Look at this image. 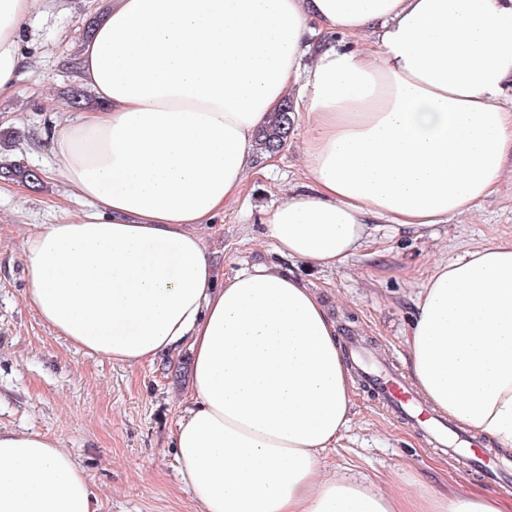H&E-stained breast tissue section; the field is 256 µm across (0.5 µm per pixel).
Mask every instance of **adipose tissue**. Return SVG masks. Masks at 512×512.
Segmentation results:
<instances>
[{
    "mask_svg": "<svg viewBox=\"0 0 512 512\" xmlns=\"http://www.w3.org/2000/svg\"><path fill=\"white\" fill-rule=\"evenodd\" d=\"M0 0V98L22 22ZM97 107L53 137L89 211L24 240L26 305L71 345L136 365L188 347L173 430L202 512H512L479 491L404 496L338 473L354 379L335 320L292 272L217 282L199 234L254 175V137L289 97L308 119L306 185L272 208L281 256L337 269L493 195L512 154V0H112L84 42ZM417 391L512 452V240L428 275L405 335ZM0 512H97L80 465L0 429Z\"/></svg>",
    "mask_w": 512,
    "mask_h": 512,
    "instance_id": "ef3b65f1",
    "label": "adipose tissue"
}]
</instances>
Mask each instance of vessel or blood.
<instances>
[{"instance_id":"vessel-or-blood-1","label":"vessel or blood","mask_w":512,"mask_h":512,"mask_svg":"<svg viewBox=\"0 0 512 512\" xmlns=\"http://www.w3.org/2000/svg\"><path fill=\"white\" fill-rule=\"evenodd\" d=\"M351 358L361 365L364 379L376 399L397 418L410 423L434 447L445 449L453 456H465L473 467L490 478L512 473V461L491 455L476 438L459 434L446 417L427 408L397 370L377 364L357 349L352 351Z\"/></svg>"}]
</instances>
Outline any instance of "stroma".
<instances>
[{
	"label": "stroma",
	"instance_id": "35a3bbf8",
	"mask_svg": "<svg viewBox=\"0 0 512 512\" xmlns=\"http://www.w3.org/2000/svg\"><path fill=\"white\" fill-rule=\"evenodd\" d=\"M110 0H52L24 22L22 64L13 94L0 99V133L14 135L0 164L43 173L34 191L0 180V428L47 435L83 468L98 512H200L183 484L172 430L188 393L192 356L180 350L139 365L89 355L52 335L25 304L24 239L33 225L61 224L88 205L70 194L52 150L53 134L75 117L64 97L79 84L82 24ZM306 130L296 123L276 165L200 234L220 275L257 262L293 271L313 288L339 334L361 337L381 359L406 368L402 337L431 269L481 244L512 239V156L499 191L474 211L449 218L435 236L404 234L382 243L383 257L351 258L337 270L282 257L263 236L266 211L301 189ZM389 493L487 488L482 473L458 466L410 425L391 418L358 388L350 427L326 453Z\"/></svg>",
	"mask_w": 512,
	"mask_h": 512
}]
</instances>
